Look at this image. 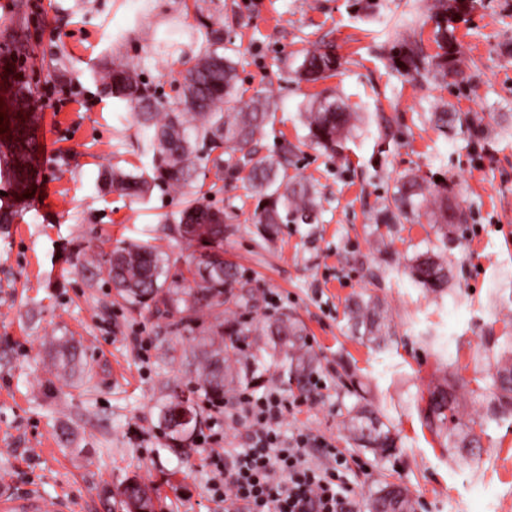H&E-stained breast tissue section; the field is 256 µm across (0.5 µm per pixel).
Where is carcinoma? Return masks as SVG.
<instances>
[{
	"mask_svg": "<svg viewBox=\"0 0 512 512\" xmlns=\"http://www.w3.org/2000/svg\"><path fill=\"white\" fill-rule=\"evenodd\" d=\"M429 19L434 22V43L438 51L425 55L415 47L402 46L391 57L395 68L415 80L428 76L441 82L451 78L464 85L470 76L461 68L457 56L453 22L449 15L450 0H436ZM204 47L184 62L179 94L164 98L145 82L134 67L126 62L112 63L107 75L105 92L125 103L138 129L148 133V149L152 153L150 170L126 173L108 170L100 175L103 189L129 196H138L155 187L187 189L192 187L202 162L215 151L227 156L226 168L236 171L249 167L247 180L259 198L253 216L261 236L272 238L281 224H302L321 210L317 191L311 185L288 181L284 162L288 161V144L280 147L277 156L253 160L259 140L274 125L277 103L269 96L258 93L243 102L237 87L239 49L224 38V26L219 22L202 24ZM8 57L0 61V72L9 80L29 86L23 69L31 55V45L16 38L0 45ZM336 60L326 51L315 49L306 53L299 75L307 82L325 78ZM308 139L324 150L339 153L344 149L347 134L354 127L356 113L331 96L310 102L304 112ZM431 121L439 130L448 128V122L470 129L473 121L460 114L448 116L446 112L432 113ZM35 140L28 145L12 144L0 140V178L15 187L17 200H22L31 185L23 174L29 153H37ZM426 179L416 173L400 180L396 192L378 217L385 226L403 220H418L421 211L431 210L436 233L448 239L467 223V215L457 209L448 211V184L431 182L433 189L426 192ZM436 194L433 204L427 195ZM180 223L193 224L189 246L193 247L185 260L186 273L168 280L167 271L177 265L180 258L159 252L148 244L117 245L106 254L108 275L116 294L133 308L162 306L163 312L178 320L173 323L175 333L192 343L190 354L194 361V375L185 383L189 393L201 398L200 411L206 405L224 402V390L238 385L248 386L247 367L266 361L280 369L286 386L292 384L303 389L314 371L315 355L305 337V327L299 319L289 315L283 320L276 314L260 320H229L224 314L230 305L248 304L247 294L234 292L239 282L237 268L221 261V271L213 272L206 284H190L186 274L195 264L204 263L211 254L224 255V211L206 205L198 199L189 201ZM409 278L428 292L439 293L448 287V262L435 253H421L408 260L405 267ZM349 317L357 328H364L369 343L381 348L392 340L393 327L387 311L370 298L353 301ZM53 370L55 375L75 376L79 372L78 346L69 336L53 340ZM491 384L478 387L472 393L485 404L486 416L495 419L512 414V352L505 350L494 369L487 373ZM469 386L464 379L454 378L445 370L439 371L430 390L424 413L427 428L436 436H445L452 447L470 454L481 450V434L477 429L483 423L471 419L467 422L456 416L458 390ZM348 429L359 448L378 454H388L396 447L389 427L367 405L353 411ZM124 495L139 499L146 496L142 507L155 512L151 490L135 482L124 489ZM370 512H417V502L406 489L385 484L370 502Z\"/></svg>",
	"mask_w": 512,
	"mask_h": 512,
	"instance_id": "cac0c4a2",
	"label": "carcinoma"
}]
</instances>
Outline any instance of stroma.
<instances>
[{"label":"stroma","instance_id":"stroma-1","mask_svg":"<svg viewBox=\"0 0 512 512\" xmlns=\"http://www.w3.org/2000/svg\"><path fill=\"white\" fill-rule=\"evenodd\" d=\"M435 0H0L34 53L26 64L41 149L37 175L12 220L0 224V489L38 496L45 512H123L119 484L135 476L161 497L159 512H224L212 501L209 444L170 450L159 412L191 368L170 362L171 317L132 308L115 294L101 260L117 244L149 243L187 254L177 233L189 197L154 188L144 197L101 193V170L150 168L146 133L104 91L112 62L135 66L159 93H172L184 58L203 45L201 22L220 21L241 50L243 96L264 91L278 103L275 130L259 156L289 142V177L323 198L314 224L282 225L264 240L252 217L258 199L243 174L209 162L198 198L222 209L224 258L253 298L251 316L287 312L307 327L316 371L327 386L287 413L331 438L351 457L353 512L383 482L407 488L418 512H512V416L488 422L480 453L460 458L422 424L436 369L479 378L512 346V0H483L456 30L471 81L455 87L410 79L393 67V47L435 53ZM328 46L336 68L300 81L306 51ZM327 92L357 112L341 153L310 146L301 117ZM471 117L475 133L440 135L431 113ZM447 182L465 209L463 234L441 241L431 224L405 221L378 233L376 218L401 177ZM388 251H380V240ZM448 260L438 295L404 272L416 254ZM378 296L396 334L376 349L356 337L346 306ZM81 343L82 379L51 377L49 343ZM367 399L397 436L377 457L353 446L349 412Z\"/></svg>","mask_w":512,"mask_h":512}]
</instances>
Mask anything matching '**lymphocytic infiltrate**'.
Listing matches in <instances>:
<instances>
[{"label": "lymphocytic infiltrate", "instance_id": "f902f5d3", "mask_svg": "<svg viewBox=\"0 0 512 512\" xmlns=\"http://www.w3.org/2000/svg\"><path fill=\"white\" fill-rule=\"evenodd\" d=\"M287 408L275 389L259 396L243 391L219 406L225 421L246 428L248 443L234 454L212 453V500L224 512H351L346 456L326 437L303 429L284 434ZM312 446L321 448L323 463L308 458Z\"/></svg>", "mask_w": 512, "mask_h": 512}]
</instances>
